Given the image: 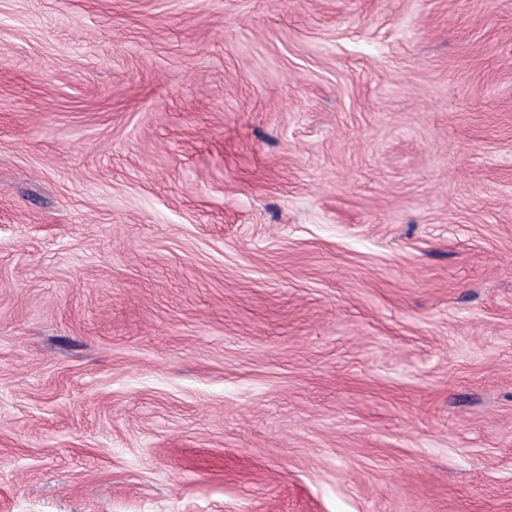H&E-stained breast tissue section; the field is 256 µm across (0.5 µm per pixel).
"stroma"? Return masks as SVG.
Wrapping results in <instances>:
<instances>
[{
  "label": "stroma",
  "mask_w": 512,
  "mask_h": 512,
  "mask_svg": "<svg viewBox=\"0 0 512 512\" xmlns=\"http://www.w3.org/2000/svg\"><path fill=\"white\" fill-rule=\"evenodd\" d=\"M0 512H512V0H0Z\"/></svg>",
  "instance_id": "1"
}]
</instances>
